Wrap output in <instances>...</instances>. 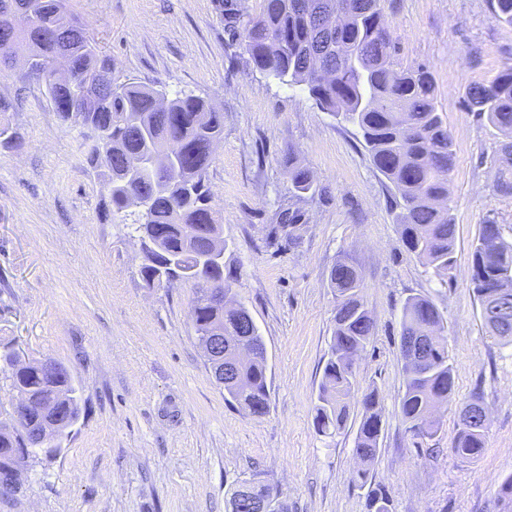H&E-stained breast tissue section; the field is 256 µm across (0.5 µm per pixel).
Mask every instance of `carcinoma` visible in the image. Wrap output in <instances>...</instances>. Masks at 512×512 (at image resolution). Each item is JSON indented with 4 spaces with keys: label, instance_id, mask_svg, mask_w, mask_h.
Masks as SVG:
<instances>
[{
    "label": "carcinoma",
    "instance_id": "1",
    "mask_svg": "<svg viewBox=\"0 0 512 512\" xmlns=\"http://www.w3.org/2000/svg\"><path fill=\"white\" fill-rule=\"evenodd\" d=\"M382 0H262L247 16L235 0L224 2V26L241 40L254 66L288 85L305 86L316 105L341 113L361 133L373 166L394 190L395 222L406 251L434 276L448 282L455 263L456 224L448 207L454 151L451 133L437 107L434 77L425 65L398 68L397 46L384 18ZM495 20L512 26V0H489ZM347 6L342 28L325 26L320 17ZM23 44L27 58L41 74L42 65L62 54L71 79L56 82L42 74L44 86L61 117L81 128L90 141L87 161L112 154V169L103 173L106 204L112 216L132 217L142 241L141 276L149 287L174 288L191 283L232 291L224 260L211 255V241L223 238L211 206L208 170L212 145L224 136V113L207 100L182 93L167 97L158 85L128 79L109 90L112 59L91 41L67 0H0V62L11 61L9 44ZM467 107L504 133H512V67L487 84L471 87ZM178 164L170 162V148ZM294 195L315 190L303 165L289 171ZM496 191L512 196V165L499 169ZM481 231L472 250V285L481 310L498 302L508 306L507 319L490 322L489 332L512 343V243L503 239L504 225H495V239ZM336 315L328 358L314 398L316 432L332 438L345 430L355 395L357 367L352 356L366 349L373 335L369 311L361 301L364 282L349 262L330 273ZM191 316L197 340L220 331L228 337L215 378L232 407L252 416L269 411L266 349L249 310L194 297ZM445 317L428 298L405 299L400 317V360L403 387L399 413L414 436L431 438L440 429L439 409L453 392L448 342L441 336ZM428 337L422 354L406 340ZM256 350L240 361L241 349ZM0 373L10 390L26 394L27 405L14 410V424L0 425V491L14 492V469L27 463L44 427H51L53 447L60 448L79 421L83 407L77 388L60 361L47 357L26 361L6 346ZM362 414L354 452L361 463L356 482L366 486L379 449L382 418L378 394L362 395ZM487 429L462 425L451 453L471 460L486 448ZM500 512H512V477L498 491ZM267 502L270 512H288L279 493L258 478L243 480L227 492L226 512H251Z\"/></svg>",
    "mask_w": 512,
    "mask_h": 512
}]
</instances>
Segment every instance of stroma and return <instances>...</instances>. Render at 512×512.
I'll list each match as a JSON object with an SVG mask.
<instances>
[{"instance_id": "35a3bbf8", "label": "stroma", "mask_w": 512, "mask_h": 512, "mask_svg": "<svg viewBox=\"0 0 512 512\" xmlns=\"http://www.w3.org/2000/svg\"><path fill=\"white\" fill-rule=\"evenodd\" d=\"M384 4L398 63L432 71L453 137L447 284L403 247L392 192L357 127L255 69L224 28L221 0H69L116 71L224 114L209 185L233 292L266 347L270 408L261 417L225 403L189 313L193 285L146 286L138 237L104 207L81 130L41 86L0 66V97L15 104L0 120L22 136L19 148L0 147V347L62 361L85 406L61 451L30 458L17 492L0 494V512H225L230 488L254 474L289 512H369L372 488L391 512H499V486L512 476V344L484 326L471 249L488 219L512 242V197L496 192L504 136L465 98L512 66V26L493 18L489 0ZM292 160L316 183L302 200ZM286 209L300 215L287 228L278 220ZM341 260L361 272L374 322L357 361L384 423L367 489L353 483L355 426L330 439L313 425L334 327L329 275ZM416 294L445 316L454 377L430 439L414 437L398 410L400 312ZM476 395L488 434L470 462L450 448Z\"/></svg>"}]
</instances>
